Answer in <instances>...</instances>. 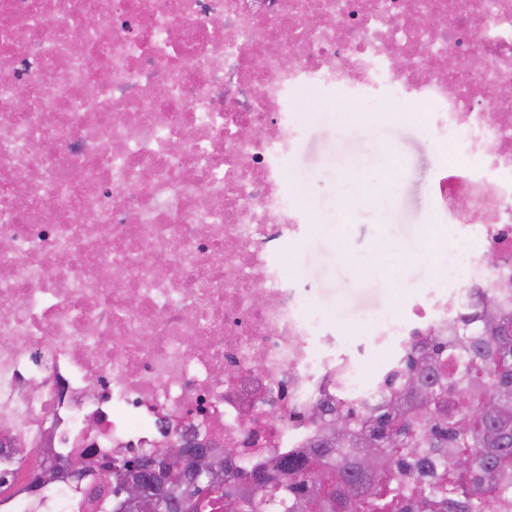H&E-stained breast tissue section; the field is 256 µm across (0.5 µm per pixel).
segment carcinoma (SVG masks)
I'll return each instance as SVG.
<instances>
[{"mask_svg": "<svg viewBox=\"0 0 512 512\" xmlns=\"http://www.w3.org/2000/svg\"><path fill=\"white\" fill-rule=\"evenodd\" d=\"M313 449L272 466L234 473L214 459L219 493L186 477L173 484L170 512H490L512 502V309L488 291L460 315L448 338L413 347L396 388L362 417L320 401ZM123 477L152 485L149 461ZM393 470L417 474L412 491L388 483Z\"/></svg>", "mask_w": 512, "mask_h": 512, "instance_id": "carcinoma-1", "label": "carcinoma"}]
</instances>
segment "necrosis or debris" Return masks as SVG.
<instances>
[{
    "mask_svg": "<svg viewBox=\"0 0 512 512\" xmlns=\"http://www.w3.org/2000/svg\"><path fill=\"white\" fill-rule=\"evenodd\" d=\"M21 85L0 107V512H112L93 470L188 439L238 448L233 471L302 450L316 401L367 414L470 289L512 288V0H0V100ZM322 88L423 103L461 228L447 284L353 342L283 262L295 94ZM77 455L82 481H32Z\"/></svg>",
    "mask_w": 512,
    "mask_h": 512,
    "instance_id": "obj_1",
    "label": "necrosis or debris"
}]
</instances>
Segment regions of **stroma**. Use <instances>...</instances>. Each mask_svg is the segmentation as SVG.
I'll return each instance as SVG.
<instances>
[{"instance_id": "obj_1", "label": "stroma", "mask_w": 512, "mask_h": 512, "mask_svg": "<svg viewBox=\"0 0 512 512\" xmlns=\"http://www.w3.org/2000/svg\"><path fill=\"white\" fill-rule=\"evenodd\" d=\"M420 111L412 102L359 112L330 92L300 115L288 177L309 232L285 261L343 330L393 312L447 262L439 244L453 231L434 226L432 189L448 156L426 136ZM364 263L387 278H357Z\"/></svg>"}]
</instances>
